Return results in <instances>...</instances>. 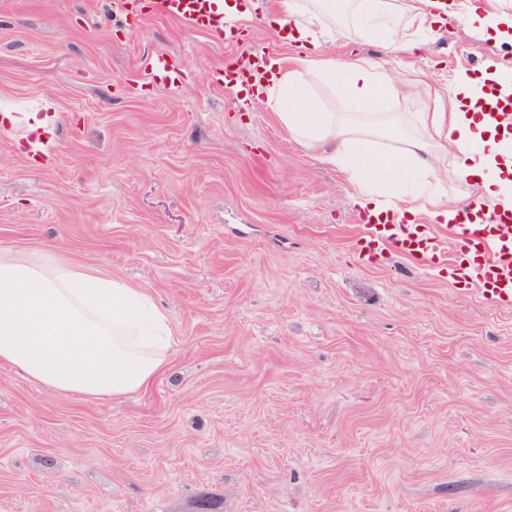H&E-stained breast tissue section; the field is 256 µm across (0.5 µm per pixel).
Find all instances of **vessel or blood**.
<instances>
[{
  "mask_svg": "<svg viewBox=\"0 0 512 512\" xmlns=\"http://www.w3.org/2000/svg\"><path fill=\"white\" fill-rule=\"evenodd\" d=\"M222 0H156L155 9L189 28L208 32L236 31L224 21ZM149 78L176 93L183 87L179 69L167 56H156ZM362 256L373 259L394 251L420 266L445 270L479 288L491 303L512 306V210L494 213L486 224H452L440 234L432 224L366 223L358 237Z\"/></svg>",
  "mask_w": 512,
  "mask_h": 512,
  "instance_id": "vessel-or-blood-1",
  "label": "vessel or blood"
}]
</instances>
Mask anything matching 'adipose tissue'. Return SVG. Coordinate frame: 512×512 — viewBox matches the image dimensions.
<instances>
[{"instance_id":"1","label":"adipose tissue","mask_w":512,"mask_h":512,"mask_svg":"<svg viewBox=\"0 0 512 512\" xmlns=\"http://www.w3.org/2000/svg\"><path fill=\"white\" fill-rule=\"evenodd\" d=\"M276 24L301 53L294 61L270 60L271 82L254 86L248 100L275 112L290 135L307 146L323 145L324 162L349 173L360 187L355 204L375 213V193L392 200L396 223L412 224L422 209L433 223L462 221L472 204H512V133L493 115L499 107L484 80L459 75L436 87L406 84L370 58L340 61L329 46L335 29L323 14L342 12L360 32L382 36L397 52L415 55L420 42L409 31L441 11L440 0H278ZM341 87L352 109L333 112L316 100L308 76ZM433 100L418 115L426 134L411 135L401 113L379 112L378 100L411 94ZM402 142L393 158L373 153L372 137ZM443 151L464 195L441 189L435 151ZM174 343L168 319L142 289L75 265L0 256V364L65 394L107 401L147 387L168 362Z\"/></svg>"}]
</instances>
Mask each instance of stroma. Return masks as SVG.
<instances>
[{
  "mask_svg": "<svg viewBox=\"0 0 512 512\" xmlns=\"http://www.w3.org/2000/svg\"><path fill=\"white\" fill-rule=\"evenodd\" d=\"M256 3L253 47L289 54ZM411 34L334 52L439 86L512 58L459 20ZM239 54L139 0H0V253L144 289L176 339L106 402L0 366V512H512V306L362 259L355 183L225 92ZM149 79L170 93H177L183 87L179 69L166 55H158L153 59Z\"/></svg>",
  "mask_w": 512,
  "mask_h": 512,
  "instance_id": "obj_1",
  "label": "stroma"
}]
</instances>
